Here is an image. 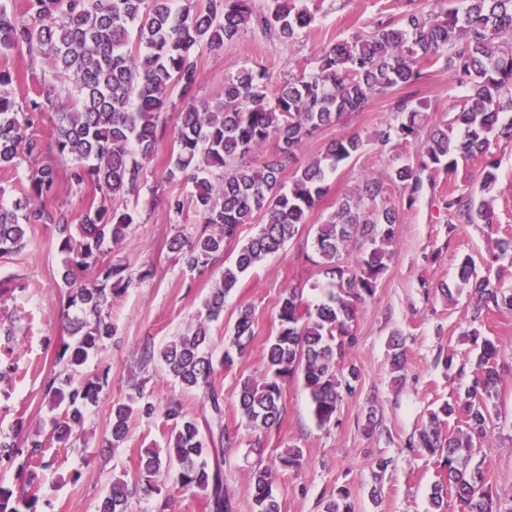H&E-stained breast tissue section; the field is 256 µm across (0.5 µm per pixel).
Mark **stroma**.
Instances as JSON below:
<instances>
[{
	"mask_svg": "<svg viewBox=\"0 0 512 512\" xmlns=\"http://www.w3.org/2000/svg\"><path fill=\"white\" fill-rule=\"evenodd\" d=\"M319 4L316 22L297 39H272L249 24L239 37L225 44L223 53L197 54L200 85L197 99L213 103L224 94V80L242 63L262 64L273 82L297 69L313 70L315 56L324 46L370 29L374 20L405 10L406 0H296L297 6ZM14 69L18 95L41 96L44 89L64 95L70 83L57 79L46 61L28 52L0 56V66ZM468 87L450 76L443 64L429 67L415 88L432 124L451 121ZM393 99L375 98L363 111L346 114L336 126L325 128L302 146L297 162L283 176L291 178L298 164L319 157L337 137L361 134L364 151L329 176L330 192L311 213L308 224L278 253L267 256L243 275L237 288L224 299V316L211 323L217 352L229 346L232 326L243 308L253 312L255 338L233 366L218 370L215 382L224 393V431L231 447L224 458V480L234 498L233 512H253L250 470L255 461L272 465L287 447L302 448L300 468L281 472L274 491L281 512H322L323 503L338 490H346L353 512H433L430 494L438 480L433 459L412 448L411 442L430 413L442 402L462 395L472 378L477 349L469 333L497 339L502 365L496 414L489 423L490 442L476 459L486 470L503 512H512V310L502 308L474 316L469 286L458 278V264L471 256L480 276L512 284V258L497 255L496 241L512 237V138L494 139L492 151L499 163L498 181L489 195L492 221L488 224L448 226L444 200L449 191L478 187L483 161L460 163L455 175L436 172L415 204H408L401 185L390 182L392 169L416 159V146L391 141L379 146L375 134L395 123ZM171 139H159L144 168L138 214L126 238L110 255L133 267L149 266L152 279L112 301L115 336L82 368L83 375L110 369L112 382L86 417V441L70 447L52 436V414L43 396V383L56 371L54 354L68 335L61 317L67 305L62 283L63 262L55 228L34 224L28 245L20 253L0 258V438L23 443L40 433L46 444V469L33 485H24L15 463H0V483L37 496L39 512H96L114 476L135 474L143 449L164 444L160 418L132 415L126 442L117 451L102 454L108 437L112 403L124 398L132 383L142 380L155 401L180 396L187 412L201 416L197 396L182 390L155 366H142L144 345L161 348L180 335L197 314L203 299L232 260L242 240L259 227H243L238 240L226 245L222 260L203 271H191L169 249L176 232L192 233L200 227L195 214L174 223L167 200L191 189L187 180L163 178ZM385 183L388 206L400 217L394 227V255L374 297L359 305L353 322L356 343L346 352L345 365L356 366L360 383L354 396L344 397L336 425L319 427L302 382L288 381L283 390L284 412L277 427L257 435L248 430L234 402L241 379L262 377L263 347L277 332L276 314L283 292L291 286L303 291L308 304L323 300L331 280L316 264V227L336 210L342 196L361 191L368 178ZM452 298H444L442 288ZM403 341L405 365L394 371L389 341ZM453 358L452 368L437 364L438 355ZM387 460L378 471V460ZM130 512H206L204 497L183 491L173 499L161 494L135 496Z\"/></svg>",
	"mask_w": 512,
	"mask_h": 512,
	"instance_id": "1",
	"label": "stroma"
}]
</instances>
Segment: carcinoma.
<instances>
[{
    "label": "carcinoma",
    "mask_w": 512,
    "mask_h": 512,
    "mask_svg": "<svg viewBox=\"0 0 512 512\" xmlns=\"http://www.w3.org/2000/svg\"><path fill=\"white\" fill-rule=\"evenodd\" d=\"M315 19L316 11L296 7L294 0H267L257 16L250 0H206L203 7L199 0H181L175 8L171 0H27L20 16L0 5L1 56L24 49L44 56L55 72L72 76L68 105L48 93L23 107L0 91V170L17 167L24 155L42 154L43 145L27 130L35 114L50 107L56 115L53 147L70 163L71 183L100 194V203L90 201L76 224L67 212L48 210L45 201L57 192L59 172L44 164L31 169L28 186L12 206H0V258L26 247L30 225L48 223L55 225L59 250L66 255L62 280L68 306L77 308L79 316L71 320L70 340L56 350L55 363L64 364L63 369L44 384L55 411L52 430L57 441L81 440L86 410L110 386L108 368L78 384L73 372L115 335L112 299L153 276L150 267L135 273L129 264L107 258L105 244L126 237L136 210L118 211L106 202L122 198L139 203L143 163L154 154L158 132L165 131L173 90L187 105L176 118L164 178L173 183L187 176L193 190L187 199L169 197L168 207L177 219L193 210L203 228L195 235L176 234L170 250L188 269H201L239 238L241 226L260 225L224 266L194 324L163 348L146 346L141 351L142 364L157 363L180 387L199 393L208 409L203 416L208 434L178 399L158 406L143 385H131V393L112 402L111 437L104 447L124 443L136 412L161 418L166 452L162 456L146 449L134 484L121 476L113 479L97 512H128L131 495L161 492L160 479L171 469L177 489L205 492L206 512H232V494L224 484V396L214 376L234 360L228 351L215 356L209 323L223 314L224 298L242 274L283 249L307 223L329 192L328 174L365 146L358 134L335 139L319 158L283 181L286 164L315 132L364 110L376 97L395 94L397 123L380 130L377 141L421 145L422 159L400 164L391 176L407 191L408 205L432 183L433 172L441 169L451 177L461 159L483 158L480 191L487 194L495 186L491 136L512 137V120L501 122L512 112V39L503 38L512 33V0H448V6L429 11L412 8L374 22L350 41L321 48L314 71L301 69L276 84L266 69L244 64L224 79V99L213 105L195 103L199 50L223 51L252 20L269 36L290 40ZM440 60L449 74L470 86L452 120L462 130L455 139L446 123L424 133L428 115L413 92L427 67ZM270 141L277 146L273 157L258 164L247 161ZM384 193V184L374 179L363 193L341 198L330 220L317 225L316 252L335 279L336 291L312 307L303 303L295 287L281 298L277 333L263 348L266 373L242 380L236 395L237 411L251 431L261 434L280 423L283 388L290 379L302 380L321 427L336 424L344 396L356 391L358 371L351 367L345 372L339 363L355 342L351 322L357 305L374 297L388 268L399 217L395 208L379 201ZM445 208L450 224L491 223L489 204L476 201L470 190L448 193ZM360 239L370 248L342 260L341 253ZM459 278L474 288L476 313L512 308V289L478 276L471 257L460 261ZM232 336L237 354H243L255 336L250 309L240 311ZM471 336L478 354L470 385L464 395L430 415L413 443L439 463V480L431 493L435 512H446L450 495L460 512H502L487 472L474 462L488 439L499 345L479 338L475 330ZM449 418L462 427L445 434L441 424ZM43 448L37 438L29 439L24 450L1 439L0 461L24 456L20 469L31 485L44 464ZM302 459V449L287 448L278 457L279 468L260 462L253 466L255 512H280L273 495L279 471L299 468ZM36 503V497H17L12 488L0 485V512H37ZM323 512H352L347 493L341 489L327 499Z\"/></svg>",
    "instance_id": "obj_1"
}]
</instances>
